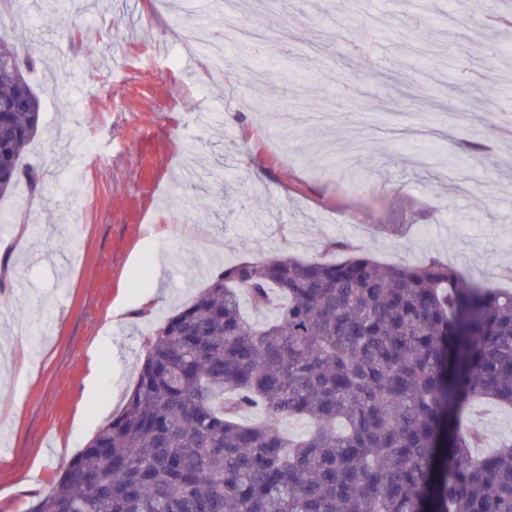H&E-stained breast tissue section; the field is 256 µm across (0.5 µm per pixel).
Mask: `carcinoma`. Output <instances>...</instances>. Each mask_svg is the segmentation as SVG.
Wrapping results in <instances>:
<instances>
[{
  "label": "carcinoma",
  "instance_id": "obj_1",
  "mask_svg": "<svg viewBox=\"0 0 512 512\" xmlns=\"http://www.w3.org/2000/svg\"><path fill=\"white\" fill-rule=\"evenodd\" d=\"M28 72L1 30L0 198L41 124ZM481 401L512 406V291L436 258L242 261L160 323L25 512H512V439L478 455L460 424Z\"/></svg>",
  "mask_w": 512,
  "mask_h": 512
}]
</instances>
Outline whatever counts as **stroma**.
Masks as SVG:
<instances>
[{
  "mask_svg": "<svg viewBox=\"0 0 512 512\" xmlns=\"http://www.w3.org/2000/svg\"><path fill=\"white\" fill-rule=\"evenodd\" d=\"M37 0L0 25L35 52L41 176L0 211L21 254L0 273V512H21L123 408L159 317L224 266L287 252L435 257L512 287V0ZM247 25L208 62L164 48L184 25ZM82 29L67 40L65 29ZM125 322L109 324L114 306ZM101 382L88 393L91 367ZM482 452L512 409L468 419Z\"/></svg>",
  "mask_w": 512,
  "mask_h": 512,
  "instance_id": "1",
  "label": "stroma"
}]
</instances>
